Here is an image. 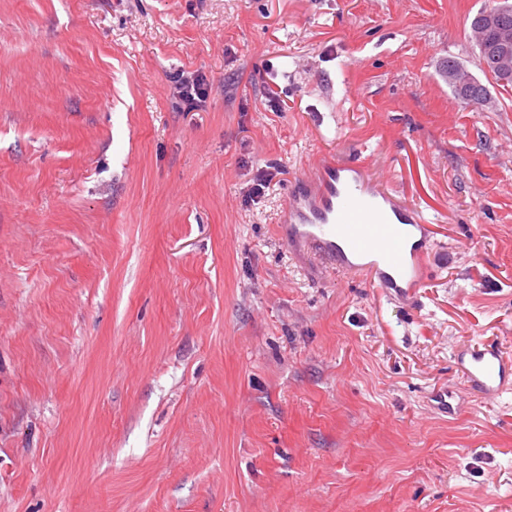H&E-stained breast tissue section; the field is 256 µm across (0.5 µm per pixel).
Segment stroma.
<instances>
[{"label":"stroma","mask_w":512,"mask_h":512,"mask_svg":"<svg viewBox=\"0 0 512 512\" xmlns=\"http://www.w3.org/2000/svg\"><path fill=\"white\" fill-rule=\"evenodd\" d=\"M496 3L0 0V512H512L452 359L512 351V88L442 75ZM323 155L434 224L416 297L280 239ZM445 75L448 78V86L455 91L458 95L462 96L465 92L467 94L471 95L470 89L472 87H479L480 85H483L482 82L477 79L463 64L460 62L457 63H449L448 67L446 69ZM454 93V94H455ZM472 99L468 102H463L465 105L478 108L486 106L490 104L491 98L488 95H485L484 97H481L479 99V106L478 100L475 96L471 95ZM174 93L183 104V111L195 112L200 110L209 95L206 78L199 74L181 75L176 81Z\"/></svg>","instance_id":"obj_1"}]
</instances>
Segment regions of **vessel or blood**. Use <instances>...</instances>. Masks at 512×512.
Here are the masks:
<instances>
[{
    "mask_svg": "<svg viewBox=\"0 0 512 512\" xmlns=\"http://www.w3.org/2000/svg\"><path fill=\"white\" fill-rule=\"evenodd\" d=\"M280 237L337 269L366 272L390 297L412 295L429 271L433 242L422 213L402 205L358 160H321L293 183ZM461 388L492 401L512 391V357L498 345L467 346L455 357Z\"/></svg>",
    "mask_w": 512,
    "mask_h": 512,
    "instance_id": "obj_1",
    "label": "vessel or blood"
}]
</instances>
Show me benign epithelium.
I'll return each instance as SVG.
<instances>
[{"label":"benign epithelium","mask_w":512,"mask_h":512,"mask_svg":"<svg viewBox=\"0 0 512 512\" xmlns=\"http://www.w3.org/2000/svg\"><path fill=\"white\" fill-rule=\"evenodd\" d=\"M512 0H498V5L477 13L476 25L472 32L482 57V67L486 78L494 76L499 83L508 84L512 80ZM445 75L448 86L458 95L470 92L473 87L482 85L463 64L450 63Z\"/></svg>","instance_id":"benign-epithelium-1"}]
</instances>
